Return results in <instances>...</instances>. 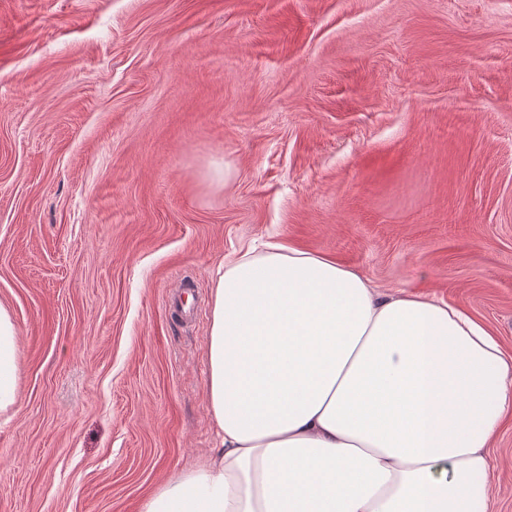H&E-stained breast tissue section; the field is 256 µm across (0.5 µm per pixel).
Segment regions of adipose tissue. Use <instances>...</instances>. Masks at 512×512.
Wrapping results in <instances>:
<instances>
[{
  "label": "adipose tissue",
  "mask_w": 512,
  "mask_h": 512,
  "mask_svg": "<svg viewBox=\"0 0 512 512\" xmlns=\"http://www.w3.org/2000/svg\"><path fill=\"white\" fill-rule=\"evenodd\" d=\"M16 344L0 303V411ZM206 393L216 460L144 512H491L512 354L460 308L268 244L218 273Z\"/></svg>",
  "instance_id": "obj_1"
}]
</instances>
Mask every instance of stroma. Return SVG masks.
<instances>
[{
	"label": "stroma",
	"mask_w": 512,
	"mask_h": 512,
	"mask_svg": "<svg viewBox=\"0 0 512 512\" xmlns=\"http://www.w3.org/2000/svg\"><path fill=\"white\" fill-rule=\"evenodd\" d=\"M512 353V0H0V512H142L213 453L210 302L263 242ZM492 512H512V417ZM17 329L11 310L0 303V411L15 408L19 383L15 363Z\"/></svg>",
	"instance_id": "1"
}]
</instances>
